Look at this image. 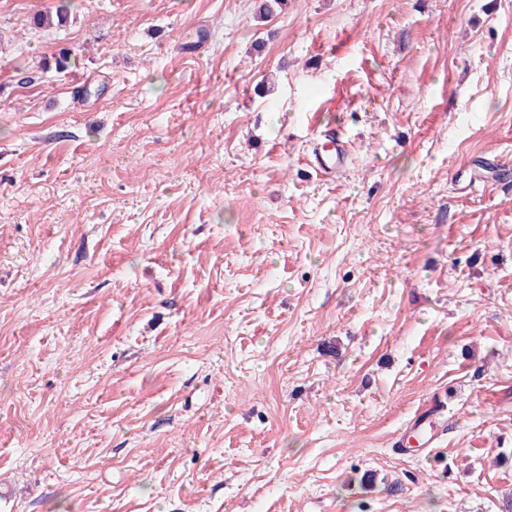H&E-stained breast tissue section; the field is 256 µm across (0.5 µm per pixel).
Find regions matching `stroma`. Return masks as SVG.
<instances>
[{
    "label": "stroma",
    "instance_id": "obj_1",
    "mask_svg": "<svg viewBox=\"0 0 512 512\" xmlns=\"http://www.w3.org/2000/svg\"><path fill=\"white\" fill-rule=\"evenodd\" d=\"M253 3L0 0V512L512 500V0ZM347 157L345 145L341 141L336 140L334 135H324L323 139L315 143L313 161L310 163L319 174L326 175L342 168Z\"/></svg>",
    "mask_w": 512,
    "mask_h": 512
}]
</instances>
